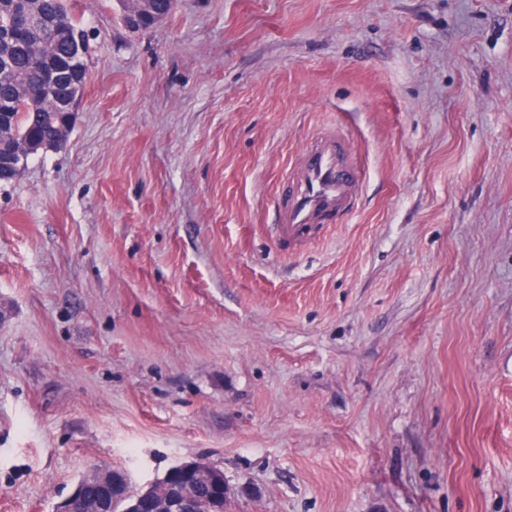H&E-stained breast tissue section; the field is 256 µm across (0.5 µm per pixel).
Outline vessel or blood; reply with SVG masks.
Listing matches in <instances>:
<instances>
[{
    "label": "vessel or blood",
    "instance_id": "1",
    "mask_svg": "<svg viewBox=\"0 0 512 512\" xmlns=\"http://www.w3.org/2000/svg\"><path fill=\"white\" fill-rule=\"evenodd\" d=\"M277 237L289 250L309 247L337 218L351 216L363 174L343 131L321 134L283 177Z\"/></svg>",
    "mask_w": 512,
    "mask_h": 512
}]
</instances>
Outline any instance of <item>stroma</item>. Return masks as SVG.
Here are the masks:
<instances>
[{
    "mask_svg": "<svg viewBox=\"0 0 512 512\" xmlns=\"http://www.w3.org/2000/svg\"><path fill=\"white\" fill-rule=\"evenodd\" d=\"M0 183V512L202 460L224 512H512V0H177ZM342 128L352 219L281 175ZM277 237L292 251L304 250L334 224L351 216L363 174L341 130L321 134L283 176Z\"/></svg>",
    "mask_w": 512,
    "mask_h": 512,
    "instance_id": "stroma-1",
    "label": "stroma"
}]
</instances>
